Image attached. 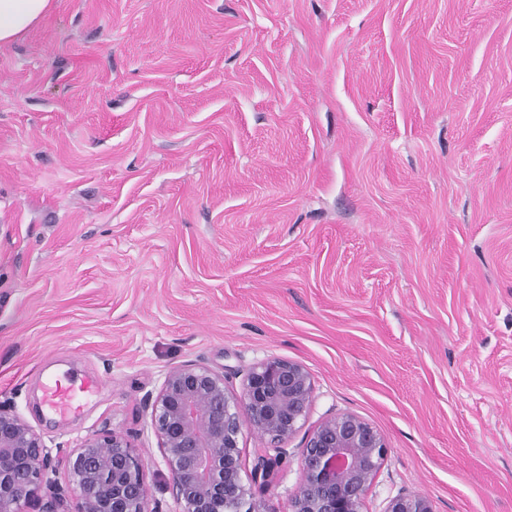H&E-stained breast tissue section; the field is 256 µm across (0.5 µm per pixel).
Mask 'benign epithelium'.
<instances>
[{
	"instance_id": "benign-epithelium-1",
	"label": "benign epithelium",
	"mask_w": 512,
	"mask_h": 512,
	"mask_svg": "<svg viewBox=\"0 0 512 512\" xmlns=\"http://www.w3.org/2000/svg\"><path fill=\"white\" fill-rule=\"evenodd\" d=\"M313 382L300 363L268 358L251 366L242 391L194 361L170 369L156 396H147L150 425L169 470L168 489L181 512H264L243 483V426L275 444L259 454L252 478L266 480L287 453L281 444L301 427ZM388 448L384 437L351 413L324 419L300 452L301 481L290 512H362ZM68 486L47 479L59 463ZM144 464L126 435L106 430L56 459L22 418L0 407V512H19L46 487L41 512H149ZM384 512H433L420 494L401 493Z\"/></svg>"
}]
</instances>
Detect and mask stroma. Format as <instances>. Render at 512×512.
<instances>
[{
  "instance_id": "1",
  "label": "stroma",
  "mask_w": 512,
  "mask_h": 512,
  "mask_svg": "<svg viewBox=\"0 0 512 512\" xmlns=\"http://www.w3.org/2000/svg\"><path fill=\"white\" fill-rule=\"evenodd\" d=\"M273 357L314 390L269 482L239 438L266 512L334 413L389 448L363 512H512V0H54L0 46V404L179 512L144 397ZM102 385L98 378H85L76 384L57 379L45 386L44 402L62 416L75 413L81 408V399L95 393ZM384 512H434L431 501L420 494L401 493L387 502Z\"/></svg>"
}]
</instances>
